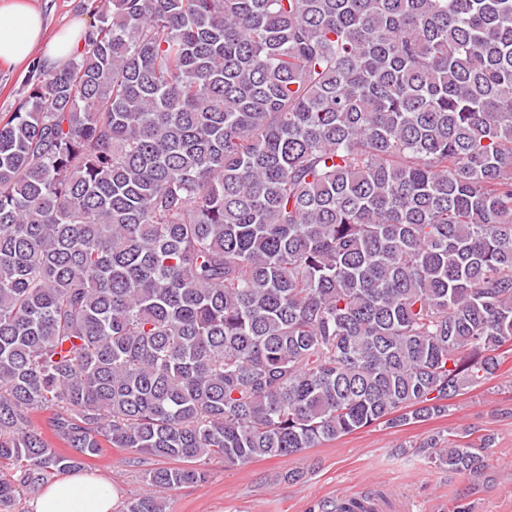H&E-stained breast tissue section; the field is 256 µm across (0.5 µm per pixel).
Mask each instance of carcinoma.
I'll return each instance as SVG.
<instances>
[{
  "instance_id": "carcinoma-1",
  "label": "carcinoma",
  "mask_w": 512,
  "mask_h": 512,
  "mask_svg": "<svg viewBox=\"0 0 512 512\" xmlns=\"http://www.w3.org/2000/svg\"><path fill=\"white\" fill-rule=\"evenodd\" d=\"M27 84L0 512L107 446L167 461L116 512H168L208 458L441 416L512 354V0H105ZM493 446L418 450L473 480Z\"/></svg>"
}]
</instances>
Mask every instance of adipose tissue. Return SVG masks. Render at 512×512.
<instances>
[{
	"label": "adipose tissue",
	"mask_w": 512,
	"mask_h": 512,
	"mask_svg": "<svg viewBox=\"0 0 512 512\" xmlns=\"http://www.w3.org/2000/svg\"><path fill=\"white\" fill-rule=\"evenodd\" d=\"M82 45L81 28L49 33L44 12L32 0H0V64L27 66L37 57L53 67ZM115 505L114 490L106 480L73 474L42 491L33 512H112Z\"/></svg>",
	"instance_id": "obj_1"
}]
</instances>
